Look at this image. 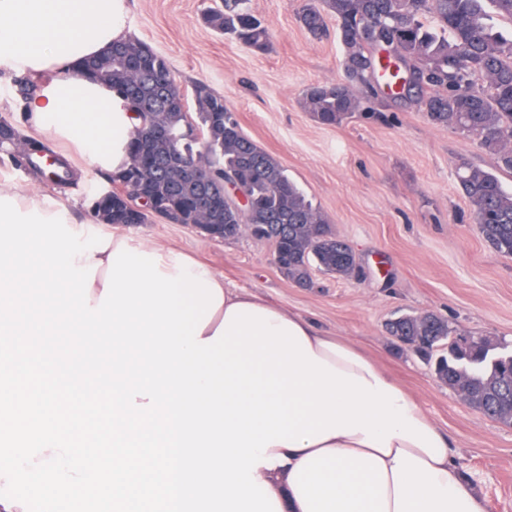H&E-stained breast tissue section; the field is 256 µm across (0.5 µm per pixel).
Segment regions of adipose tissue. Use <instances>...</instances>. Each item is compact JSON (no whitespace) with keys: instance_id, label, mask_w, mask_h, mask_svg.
<instances>
[{"instance_id":"adipose-tissue-1","label":"adipose tissue","mask_w":512,"mask_h":512,"mask_svg":"<svg viewBox=\"0 0 512 512\" xmlns=\"http://www.w3.org/2000/svg\"><path fill=\"white\" fill-rule=\"evenodd\" d=\"M131 36L128 0H0V78H44L16 106L20 135L51 146L75 177L91 167L116 175L130 162L132 114L110 86L85 78L79 64ZM4 195L15 199L21 212L35 209L47 217L62 211L70 229L87 226L52 194L23 193L0 182ZM206 278L219 285L222 302L201 338L212 337L229 306L265 305L214 272ZM272 311L296 324L312 352L336 369L394 385V378L349 340L327 335L283 307ZM266 454L276 463L258 467L256 479L268 484L282 512H490L487 500L463 480L452 454L431 458L402 437L392 438L385 452L356 432L306 447L272 445Z\"/></svg>"}]
</instances>
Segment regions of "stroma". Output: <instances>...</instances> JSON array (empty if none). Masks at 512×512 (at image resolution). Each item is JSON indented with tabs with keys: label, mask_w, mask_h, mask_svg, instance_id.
<instances>
[{
	"label": "stroma",
	"mask_w": 512,
	"mask_h": 512,
	"mask_svg": "<svg viewBox=\"0 0 512 512\" xmlns=\"http://www.w3.org/2000/svg\"><path fill=\"white\" fill-rule=\"evenodd\" d=\"M215 0H130L137 39L169 61L184 90L208 85L236 112L243 132L273 155L356 252L362 280L313 272L310 287L288 281L273 248L250 235L218 241L185 224H126L121 233L176 248L226 283L314 321L373 357L414 396L453 443L461 475L491 512H512V427L470 408L441 384L426 360L400 346L386 325L431 311L464 333L512 342V257L482 238L458 190L459 160L489 169L491 155L390 95L341 125L317 123L302 104L313 83L343 81L335 33L316 37L298 20L305 0H247L270 32L267 51L251 50L203 21ZM0 177L23 192L57 194L90 210L109 183L97 169L57 185L0 153Z\"/></svg>",
	"instance_id": "35a3bbf8"
}]
</instances>
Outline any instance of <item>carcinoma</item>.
I'll return each instance as SVG.
<instances>
[{"label":"carcinoma","mask_w":512,"mask_h":512,"mask_svg":"<svg viewBox=\"0 0 512 512\" xmlns=\"http://www.w3.org/2000/svg\"><path fill=\"white\" fill-rule=\"evenodd\" d=\"M490 7L512 21V0H307L300 22L311 34H321L329 19L336 22L344 81L311 84L303 101L315 121L336 126L361 109L353 88L376 97L389 80L411 83L404 100L432 124L493 156L492 170L460 161L456 178L484 240L511 257L512 190L503 187L498 173L512 174V38L489 27ZM205 21L253 50L269 47L268 28L246 0H222ZM112 49L94 60L92 80L122 97L137 124L128 167L108 177L112 207L94 209L100 223L149 224L161 216L172 224L203 223L184 204L197 189L181 183L175 162L202 152L216 185L232 186L224 193L223 214L210 218L224 225V240L247 231L271 243L280 273L301 287L314 269L338 279L354 277L353 249L280 163L244 134L223 96L194 86L196 112L190 113L165 56L133 39ZM150 124H164L177 135L171 143L150 145L162 169H146L135 146ZM387 330L418 341L421 357L434 361L436 378L471 408L512 425V353L500 352L501 342L460 334L434 312L401 315Z\"/></svg>","instance_id":"carcinoma-1"}]
</instances>
